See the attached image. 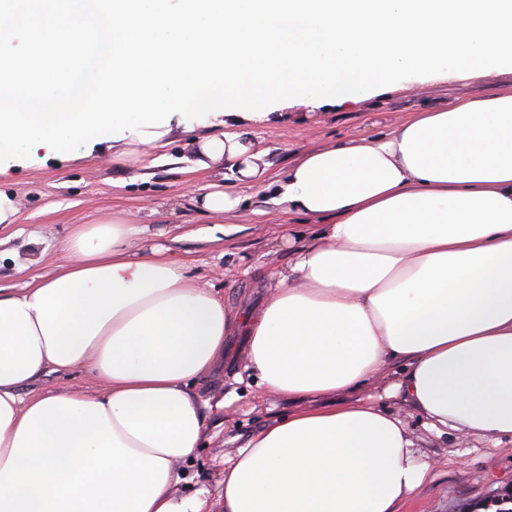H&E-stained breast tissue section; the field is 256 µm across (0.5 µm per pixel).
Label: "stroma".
Wrapping results in <instances>:
<instances>
[{"mask_svg": "<svg viewBox=\"0 0 512 512\" xmlns=\"http://www.w3.org/2000/svg\"><path fill=\"white\" fill-rule=\"evenodd\" d=\"M512 89V72L478 73L467 79L429 76L418 87L399 81L393 89L343 103L307 105L280 101L265 119L252 123L257 149L266 151L265 182L283 179L302 153L330 145L359 141L388 132L416 112L442 109L466 95ZM221 117L209 114L189 119L171 114L163 126L113 140L102 135L59 157L47 150L26 159L0 163V186L18 202L16 223L0 224V288L12 291L32 278L52 275L61 260L59 244L76 224H97L139 217L149 231L135 239L132 250L159 249L177 260L188 277L208 281L224 295L238 316H245L287 271L291 252L279 237L284 224L311 235L312 221L273 204L258 186L237 181L223 162L202 168L196 163L202 139L222 135ZM213 184L240 195L234 213L210 218L192 206H178L187 189L206 192ZM39 241H31V232ZM248 338L238 332L224 344L225 372L199 388L202 399L229 397L233 413L210 427L196 456L182 464L176 492L185 495L204 488L218 495L224 462L248 436L273 419L298 409L295 401L267 393L258 378L233 381L242 370ZM400 365L388 376L364 386L360 397L396 411L414 443V452L432 462L435 476L406 503L407 512H467L475 504L490 505L512 494V439L493 443L476 435L431 428L426 419L401 398L384 396L387 384L399 377Z\"/></svg>", "mask_w": 512, "mask_h": 512, "instance_id": "1", "label": "stroma"}]
</instances>
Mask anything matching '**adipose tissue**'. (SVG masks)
Instances as JSON below:
<instances>
[{
	"mask_svg": "<svg viewBox=\"0 0 512 512\" xmlns=\"http://www.w3.org/2000/svg\"><path fill=\"white\" fill-rule=\"evenodd\" d=\"M234 120L199 155L259 183L263 154ZM267 190L316 231L282 228L288 272L248 320L175 261L132 252L126 222L79 225L52 276L0 292V512H211L207 491L173 488L231 406L197 386L242 326L247 373L321 404L248 437L223 512H397L430 464L398 415L332 401L395 363L388 395L432 427L512 437V92L308 152ZM78 368L98 392L21 394Z\"/></svg>",
	"mask_w": 512,
	"mask_h": 512,
	"instance_id": "obj_1",
	"label": "adipose tissue"
}]
</instances>
